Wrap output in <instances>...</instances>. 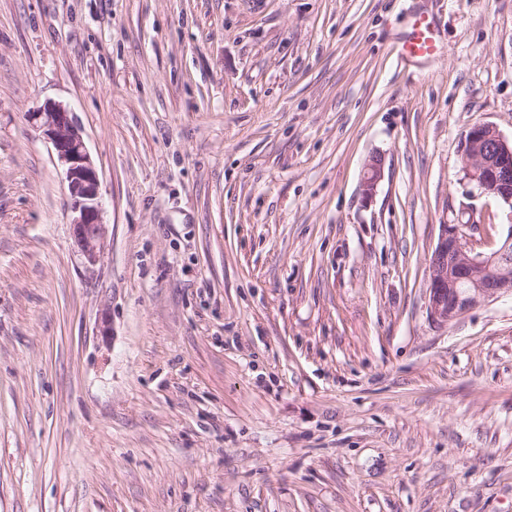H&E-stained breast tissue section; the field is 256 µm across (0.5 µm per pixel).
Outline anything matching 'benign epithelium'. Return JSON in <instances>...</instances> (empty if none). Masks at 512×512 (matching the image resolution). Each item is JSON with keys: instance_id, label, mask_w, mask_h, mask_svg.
<instances>
[{"instance_id": "7a95c632", "label": "benign epithelium", "mask_w": 512, "mask_h": 512, "mask_svg": "<svg viewBox=\"0 0 512 512\" xmlns=\"http://www.w3.org/2000/svg\"><path fill=\"white\" fill-rule=\"evenodd\" d=\"M37 128L54 149L62 166L72 200L73 234L90 264L97 261L104 244L100 174L87 150L81 128L72 113L55 103L33 114ZM465 179L479 194L491 197L507 211L509 230L491 254L483 251L464 229L470 225L440 224L429 263L427 310L440 324L452 322L478 302L512 295V140L496 126H473L461 149ZM381 155L365 165L361 187L365 197L375 192L383 175Z\"/></svg>"}]
</instances>
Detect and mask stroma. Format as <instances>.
Wrapping results in <instances>:
<instances>
[{"label":"stroma","mask_w":512,"mask_h":512,"mask_svg":"<svg viewBox=\"0 0 512 512\" xmlns=\"http://www.w3.org/2000/svg\"><path fill=\"white\" fill-rule=\"evenodd\" d=\"M479 123L512 138V0H0V512H512V297L427 311L439 225L512 229ZM438 34L427 17L419 15L399 43L400 57L409 61L420 57H434L438 50ZM36 127L54 149L62 166L72 200L73 234L79 249L90 264L97 261L104 244L106 224L102 220L100 174L87 150L81 128L69 112L55 103L34 112ZM461 161L465 179L496 200L512 225V139L492 124H477L465 137ZM384 163L381 155H374L365 165L361 187L365 197H372L383 175Z\"/></svg>","instance_id":"35a3bbf8"}]
</instances>
